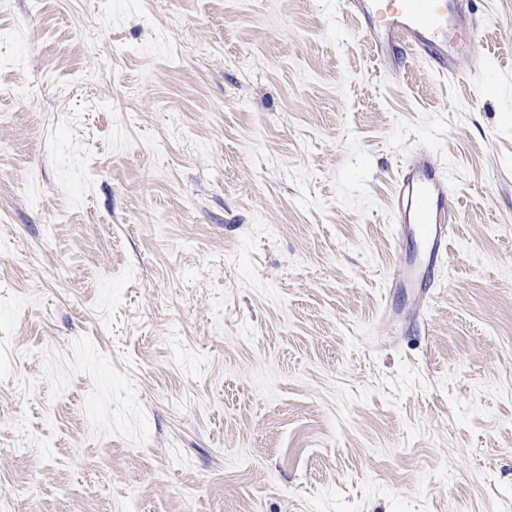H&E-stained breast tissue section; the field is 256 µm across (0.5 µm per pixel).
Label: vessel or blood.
<instances>
[{
  "label": "vessel or blood",
  "mask_w": 512,
  "mask_h": 512,
  "mask_svg": "<svg viewBox=\"0 0 512 512\" xmlns=\"http://www.w3.org/2000/svg\"><path fill=\"white\" fill-rule=\"evenodd\" d=\"M360 24L374 56L402 71L407 57L427 60L439 73L468 80L485 56L479 28L461 0H340ZM448 179L431 152H415L402 167L391 199L397 240H419L420 250L399 259L391 273L393 288L430 290L452 236Z\"/></svg>",
  "instance_id": "obj_1"
}]
</instances>
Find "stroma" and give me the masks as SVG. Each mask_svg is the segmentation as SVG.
<instances>
[{"label":"stroma","mask_w":512,"mask_h":512,"mask_svg":"<svg viewBox=\"0 0 512 512\" xmlns=\"http://www.w3.org/2000/svg\"><path fill=\"white\" fill-rule=\"evenodd\" d=\"M465 3L456 83L336 0H0V512H512V0ZM445 173L427 150L415 152L401 168L391 199L393 234L399 241L418 239L422 248L399 259L391 273V288H423L435 284L437 265L444 262L452 236L453 211Z\"/></svg>","instance_id":"obj_1"}]
</instances>
